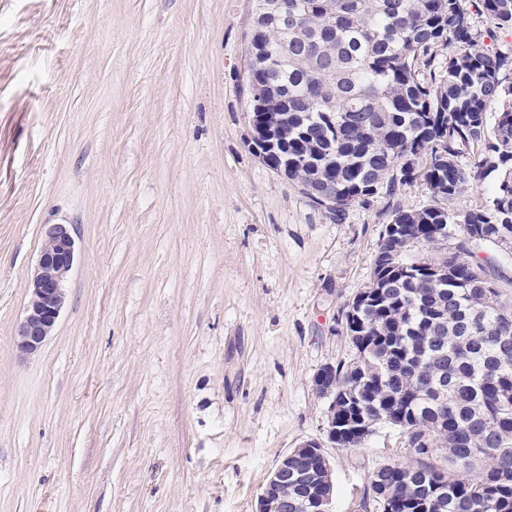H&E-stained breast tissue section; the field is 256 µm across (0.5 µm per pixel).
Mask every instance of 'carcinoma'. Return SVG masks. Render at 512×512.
<instances>
[{"label":"carcinoma","instance_id":"carcinoma-1","mask_svg":"<svg viewBox=\"0 0 512 512\" xmlns=\"http://www.w3.org/2000/svg\"><path fill=\"white\" fill-rule=\"evenodd\" d=\"M283 4L288 17L267 16L251 38L265 63L248 84L252 135L272 132L271 159L288 153V181L314 201L336 198L338 221L419 179L432 197L393 210L381 247L390 225L402 230L386 287L364 289L346 327L357 356L336 365V429L359 445L393 426L415 456L375 469L363 508L512 512V324L501 316L512 305L496 271L512 258V57L474 24L482 11L512 29V0ZM489 168L500 175L487 205L452 208ZM487 248L501 259L482 276ZM441 448L445 467L429 462Z\"/></svg>","mask_w":512,"mask_h":512}]
</instances>
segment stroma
Wrapping results in <instances>:
<instances>
[{"label": "stroma", "instance_id": "obj_1", "mask_svg": "<svg viewBox=\"0 0 512 512\" xmlns=\"http://www.w3.org/2000/svg\"><path fill=\"white\" fill-rule=\"evenodd\" d=\"M253 0H0V512H256L324 444L333 512L413 463L397 430L327 440L325 364L395 208L336 222L250 145ZM77 227L42 349L15 329L47 224ZM306 448L322 458L326 457L322 449V443L317 440L307 441L297 449L294 448L291 451L293 452L292 458H290L291 456H288V454L282 457L258 498V512H302L300 508H295L293 505L288 504V500L299 503L302 501L304 494H306V490L304 487L293 482L290 476L288 477V471L291 472V478L296 482H308L310 474L307 472H297L289 468L288 460L291 459L292 463L300 464L305 467L317 463L318 461H315L314 456L309 457L303 454ZM280 485L288 486V489L284 488L285 493H288V498L280 497L278 493L274 492Z\"/></svg>", "mask_w": 512, "mask_h": 512}]
</instances>
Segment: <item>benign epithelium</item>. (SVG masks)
<instances>
[{"instance_id": "benign-epithelium-1", "label": "benign epithelium", "mask_w": 512, "mask_h": 512, "mask_svg": "<svg viewBox=\"0 0 512 512\" xmlns=\"http://www.w3.org/2000/svg\"><path fill=\"white\" fill-rule=\"evenodd\" d=\"M77 256L75 227L72 224H48L44 232V246L31 278L30 298L24 315L16 327L17 348L32 354L42 348L54 330L65 302V287ZM336 365H324L314 376V386L323 394H333ZM290 456L281 458L258 498V512H288V499L275 493L288 479L307 482L310 474L290 470Z\"/></svg>"}]
</instances>
